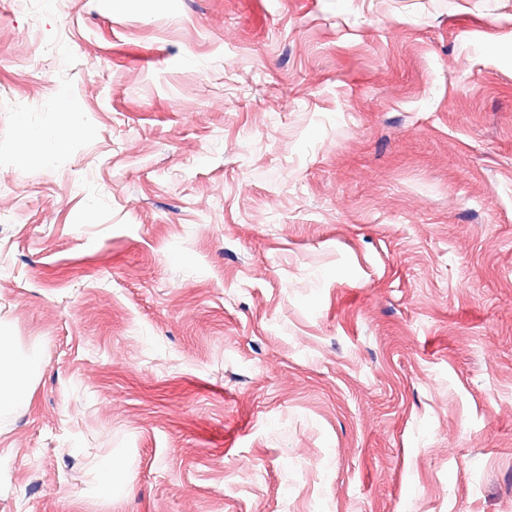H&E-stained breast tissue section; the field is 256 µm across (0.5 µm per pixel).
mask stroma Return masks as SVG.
Listing matches in <instances>:
<instances>
[{
    "label": "stroma",
    "mask_w": 512,
    "mask_h": 512,
    "mask_svg": "<svg viewBox=\"0 0 512 512\" xmlns=\"http://www.w3.org/2000/svg\"><path fill=\"white\" fill-rule=\"evenodd\" d=\"M1 211L0 512H512V0H0ZM58 135H48L39 130H30L21 140V153L28 164L46 165L54 158ZM10 338L0 335V406L21 400L27 395V383L34 371L33 359L17 361L10 357Z\"/></svg>",
    "instance_id": "35a3bbf8"
}]
</instances>
